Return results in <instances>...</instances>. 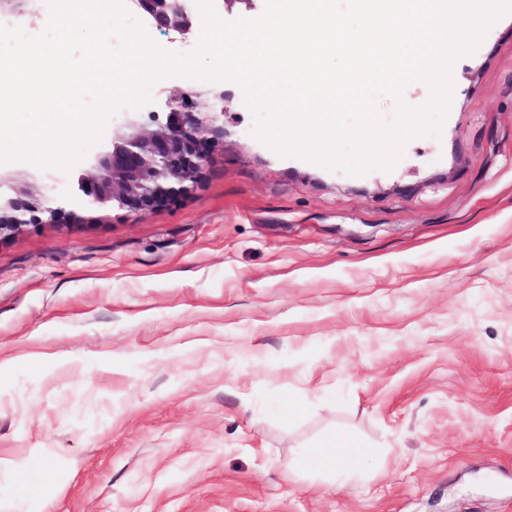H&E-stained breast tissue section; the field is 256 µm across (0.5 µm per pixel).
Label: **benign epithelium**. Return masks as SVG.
Masks as SVG:
<instances>
[{
	"instance_id": "benign-epithelium-1",
	"label": "benign epithelium",
	"mask_w": 512,
	"mask_h": 512,
	"mask_svg": "<svg viewBox=\"0 0 512 512\" xmlns=\"http://www.w3.org/2000/svg\"><path fill=\"white\" fill-rule=\"evenodd\" d=\"M133 2L166 35L184 37L193 28L184 0ZM168 107L165 121L149 129L133 122L128 133L113 139L97 174L79 182L72 203L83 209L115 207L142 216L187 193L209 163V138L223 137L224 125L214 111H192L188 95L169 102ZM52 203L53 199L27 189L0 201V241L29 224H60L74 215Z\"/></svg>"
}]
</instances>
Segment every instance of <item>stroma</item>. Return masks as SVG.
<instances>
[{
    "mask_svg": "<svg viewBox=\"0 0 512 512\" xmlns=\"http://www.w3.org/2000/svg\"><path fill=\"white\" fill-rule=\"evenodd\" d=\"M439 136L355 176L254 138L233 82L171 76L127 116L222 111L197 186L0 242V502L11 512H512V13L452 66ZM346 434L376 464L288 474Z\"/></svg>",
    "mask_w": 512,
    "mask_h": 512,
    "instance_id": "obj_1",
    "label": "stroma"
}]
</instances>
